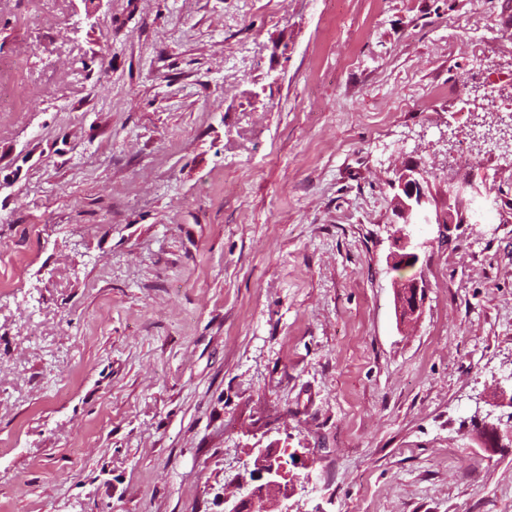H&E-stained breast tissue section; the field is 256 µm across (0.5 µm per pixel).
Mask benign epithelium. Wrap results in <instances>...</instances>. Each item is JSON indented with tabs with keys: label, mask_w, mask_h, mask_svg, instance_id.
<instances>
[{
	"label": "benign epithelium",
	"mask_w": 512,
	"mask_h": 512,
	"mask_svg": "<svg viewBox=\"0 0 512 512\" xmlns=\"http://www.w3.org/2000/svg\"><path fill=\"white\" fill-rule=\"evenodd\" d=\"M446 189L433 191L426 174L416 164L406 165L396 173L391 187L395 190L392 209L402 227L392 235L394 250L390 254V267L404 270L414 268L421 260L422 245L413 242L406 227L414 224H435L439 233L448 236V229L469 223L468 205L482 196L480 189L469 179L460 176L453 167H448ZM395 302L399 319L404 323L417 321L422 313L427 280L420 274L397 278L394 282ZM493 431L491 446L512 447V412L508 414L506 429L490 424ZM253 481L257 485L247 494L224 495V512H291L288 500L297 491V476L290 467H299L303 461L299 453L289 454V463L272 447L254 449Z\"/></svg>",
	"instance_id": "7a95c632"
}]
</instances>
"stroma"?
Returning <instances> with one entry per match:
<instances>
[{
    "instance_id": "35a3bbf8",
    "label": "stroma",
    "mask_w": 512,
    "mask_h": 512,
    "mask_svg": "<svg viewBox=\"0 0 512 512\" xmlns=\"http://www.w3.org/2000/svg\"><path fill=\"white\" fill-rule=\"evenodd\" d=\"M492 28L490 70L469 41ZM0 512H512V0H0ZM455 168L489 220L410 231ZM17 76L18 71L15 67L3 61L0 62V112L11 111L19 104L13 90ZM446 189L434 192L426 174L417 164L406 165L396 173L391 187L395 190L392 209L403 227L392 235L395 250L390 254V267L404 270L415 268L421 260L418 249L423 244L413 242L405 227L414 224H436L440 235L448 237V229L468 224V205L482 192L469 179L461 177L454 168L448 169ZM394 288L399 319L403 323L417 321L421 316L425 291L428 288L426 278L421 273L407 278H396ZM254 452L253 481L259 484L245 495L225 494L224 512H291L288 500L297 491V476L289 466L305 465L302 456L296 451L289 453L286 465L278 448H255Z\"/></svg>"
}]
</instances>
